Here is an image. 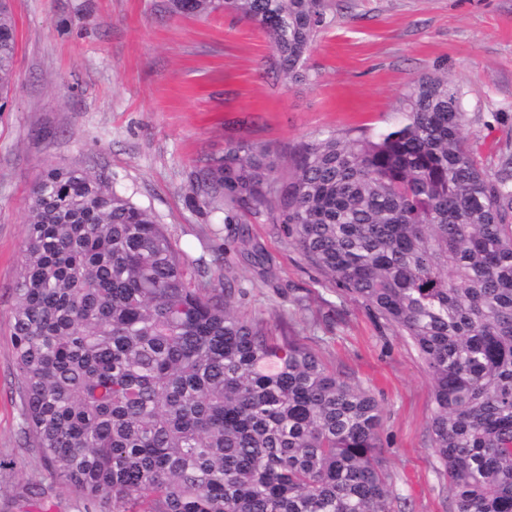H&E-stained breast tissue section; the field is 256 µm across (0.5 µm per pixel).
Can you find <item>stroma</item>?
<instances>
[{
    "label": "stroma",
    "instance_id": "stroma-1",
    "mask_svg": "<svg viewBox=\"0 0 512 512\" xmlns=\"http://www.w3.org/2000/svg\"><path fill=\"white\" fill-rule=\"evenodd\" d=\"M12 12L15 80L0 111V512H77L57 484L41 500L26 495L45 467L22 425L11 342L25 209L51 166L111 175L191 260L224 248L245 290L238 310L378 400L395 512H452L430 442L432 383L408 338L265 218L243 217L248 237L233 243L188 194L199 167L230 143L269 148L287 177L294 152L319 133L394 127L399 96L427 73L461 92L464 133L495 170L512 152V0H336V23L308 60L314 78L302 83L281 78L265 33L229 13L185 17L170 0H12ZM255 245L270 258L267 273L245 260Z\"/></svg>",
    "mask_w": 512,
    "mask_h": 512
}]
</instances>
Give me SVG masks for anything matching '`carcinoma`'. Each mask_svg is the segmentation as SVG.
I'll return each mask as SVG.
<instances>
[{
    "label": "carcinoma",
    "mask_w": 512,
    "mask_h": 512,
    "mask_svg": "<svg viewBox=\"0 0 512 512\" xmlns=\"http://www.w3.org/2000/svg\"><path fill=\"white\" fill-rule=\"evenodd\" d=\"M228 12L306 81L333 0H171ZM0 0V100L14 82ZM386 131L300 146L295 175L237 143L205 163L191 203L267 215L334 285L408 337L431 377L434 453L455 512H512V154L490 172L463 134L462 96L424 74ZM11 336L21 418L47 480L84 512H394L380 405L304 345L235 309L224 250L176 248L105 174L49 167L29 198Z\"/></svg>",
    "instance_id": "cac0c4a2"
}]
</instances>
